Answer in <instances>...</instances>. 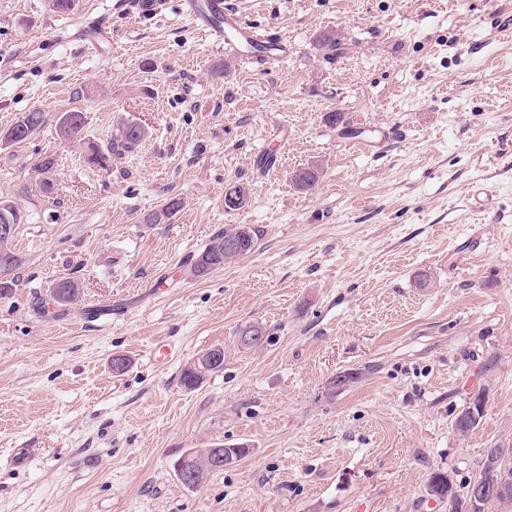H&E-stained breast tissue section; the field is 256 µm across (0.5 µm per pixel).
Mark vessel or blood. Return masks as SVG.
<instances>
[{"mask_svg": "<svg viewBox=\"0 0 512 512\" xmlns=\"http://www.w3.org/2000/svg\"><path fill=\"white\" fill-rule=\"evenodd\" d=\"M183 12L213 43L244 62L271 66L284 59L287 41L279 35L250 26L224 0H181Z\"/></svg>", "mask_w": 512, "mask_h": 512, "instance_id": "obj_1", "label": "vessel or blood"}]
</instances>
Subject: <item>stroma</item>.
<instances>
[{
    "label": "stroma",
    "mask_w": 512,
    "mask_h": 512,
    "mask_svg": "<svg viewBox=\"0 0 512 512\" xmlns=\"http://www.w3.org/2000/svg\"><path fill=\"white\" fill-rule=\"evenodd\" d=\"M227 2L287 59L230 58L180 0L151 18L125 0H0V133L48 116L0 141V203L25 217L22 282L0 297V512H448L430 474L460 484L484 449L512 448V39L490 24L512 0ZM72 110L80 143L55 132ZM129 121L147 139L90 164ZM314 163L319 182L296 189ZM232 182L250 200L228 213ZM484 188L486 208L468 197ZM174 196L181 211L148 223ZM230 224L261 230L256 252L193 277ZM65 275L78 301L34 311ZM250 321L265 346L238 345ZM158 343L176 347L164 367ZM215 346L223 369L184 387ZM345 370L359 379L332 389ZM217 443L248 453L183 486L177 463ZM24 117L25 122L20 123L21 119ZM47 123V116L45 112H42L39 109H34L30 112H27L25 116H22L9 130H17L19 134L16 136L11 134L8 136L7 133L1 135V141H9L11 138H15L16 141L14 143H22L28 140L33 134L39 131L44 125ZM22 127V130H19V127ZM8 130V131H9Z\"/></svg>",
    "instance_id": "stroma-1"
}]
</instances>
